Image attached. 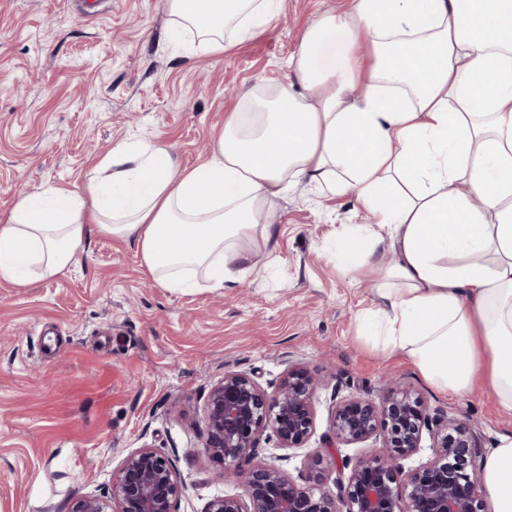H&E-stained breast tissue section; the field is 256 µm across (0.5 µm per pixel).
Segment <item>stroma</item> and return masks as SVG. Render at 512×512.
<instances>
[{
	"mask_svg": "<svg viewBox=\"0 0 512 512\" xmlns=\"http://www.w3.org/2000/svg\"><path fill=\"white\" fill-rule=\"evenodd\" d=\"M350 0H284L281 19L218 56H187L171 40L168 0H0V220L20 191L82 188L119 142L151 141L194 167L211 155L224 115L289 74L305 29ZM368 217L353 195L300 182L270 205L271 244L231 288L159 286L137 246L90 230L72 266L26 287L0 280V512H67L100 493L130 453L149 446L187 490L177 512H203L240 493L201 449L205 402L225 372L266 393L288 367L319 381L304 447L262 437L259 451L293 480L319 475L336 405L377 396L385 379L471 426L482 452L512 435V412L482 390L459 399L431 389L404 355L360 338L376 298L336 261Z\"/></svg>",
	"mask_w": 512,
	"mask_h": 512,
	"instance_id": "obj_1",
	"label": "stroma"
}]
</instances>
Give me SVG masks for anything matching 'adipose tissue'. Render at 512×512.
Listing matches in <instances>:
<instances>
[{
    "mask_svg": "<svg viewBox=\"0 0 512 512\" xmlns=\"http://www.w3.org/2000/svg\"><path fill=\"white\" fill-rule=\"evenodd\" d=\"M281 0H169L174 35L223 53L275 19ZM293 77L225 116L209 162L180 167L162 144L120 143L83 192L18 197L0 223V279L64 272L89 225L134 240L162 287L235 285L253 271L238 240L304 180L354 194L373 224L349 273L376 271L364 311L384 352L435 391H489L512 410V0H352L309 27ZM250 111V112H251ZM490 512H512V436L483 467Z\"/></svg>",
    "mask_w": 512,
    "mask_h": 512,
    "instance_id": "ef3b65f1",
    "label": "adipose tissue"
}]
</instances>
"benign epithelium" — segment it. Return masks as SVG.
<instances>
[{"label": "benign epithelium", "instance_id": "obj_1", "mask_svg": "<svg viewBox=\"0 0 512 512\" xmlns=\"http://www.w3.org/2000/svg\"><path fill=\"white\" fill-rule=\"evenodd\" d=\"M318 387L313 375L294 368L271 395L243 372H226L211 387L201 448L222 465L223 478L240 480L243 493L217 496L203 512H486L476 434L422 411L418 398L390 381L376 397L336 406L326 448L381 440L354 459L330 454L336 492L319 476L302 486L259 457L267 431L281 448L304 447L314 430ZM425 435L432 457L406 467ZM185 491L171 460L143 447L123 459L107 492L72 499L68 512H176Z\"/></svg>", "mask_w": 512, "mask_h": 512}]
</instances>
